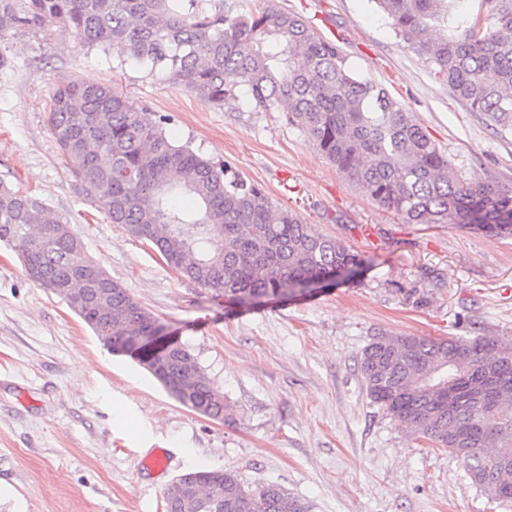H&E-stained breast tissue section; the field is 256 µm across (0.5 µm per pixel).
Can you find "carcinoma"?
Listing matches in <instances>:
<instances>
[{"instance_id":"carcinoma-1","label":"carcinoma","mask_w":512,"mask_h":512,"mask_svg":"<svg viewBox=\"0 0 512 512\" xmlns=\"http://www.w3.org/2000/svg\"><path fill=\"white\" fill-rule=\"evenodd\" d=\"M396 34L473 112L512 129V0H485L461 36L428 39L445 0H378ZM61 24L88 47L116 48L217 105L248 87L255 107H286L331 163L407 224L475 226L512 234V184L462 179L383 85L356 78L340 47L270 2L251 14L224 0H0V38ZM50 123L68 172L110 223L145 243L181 277L249 307L336 285L364 258L273 205L258 186L171 140L169 118L144 112L109 81L73 80L51 96ZM192 195L197 212L176 206ZM0 241L27 277L65 301L103 344L142 364L186 408L224 421V394L190 349L161 342L162 327L86 255L66 220L0 180ZM370 399L419 437L460 459L490 498L512 501V342L496 336L433 340L379 333L359 358ZM492 401L448 405L444 379ZM166 512H309L277 485L253 493L232 470L194 472Z\"/></svg>"}]
</instances>
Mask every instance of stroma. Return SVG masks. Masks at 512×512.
Wrapping results in <instances>:
<instances>
[{"mask_svg": "<svg viewBox=\"0 0 512 512\" xmlns=\"http://www.w3.org/2000/svg\"><path fill=\"white\" fill-rule=\"evenodd\" d=\"M385 85L467 180L512 184V132L490 126L396 35L376 0H276ZM0 180L67 220L86 254L187 346L230 406L208 419L172 399L134 358L109 352L70 307L28 279L0 242V512H165L167 487L197 470L282 488L310 512H512L462 461L387 416L358 367L380 332L512 341V236L406 224L329 162L280 110L246 90L215 106L61 25L0 38ZM116 82L170 119L166 130L229 164L319 233L366 260L330 288L250 309L182 278L110 223L66 168L49 122L61 82ZM166 449L162 470H143Z\"/></svg>", "mask_w": 512, "mask_h": 512, "instance_id": "stroma-1", "label": "stroma"}]
</instances>
